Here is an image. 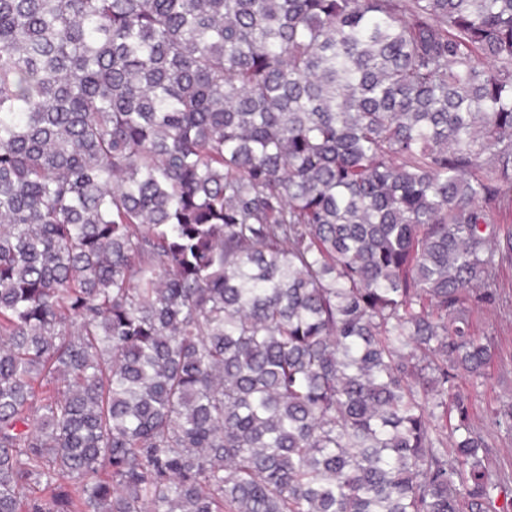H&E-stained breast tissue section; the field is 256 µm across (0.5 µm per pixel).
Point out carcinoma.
<instances>
[{"mask_svg": "<svg viewBox=\"0 0 512 512\" xmlns=\"http://www.w3.org/2000/svg\"><path fill=\"white\" fill-rule=\"evenodd\" d=\"M511 207L512 0H0V512H512ZM497 288L501 289L499 304L475 314V333L493 339L497 355L486 379L476 383L461 372L454 391L472 399V424L492 449V468L500 467L512 476V421L503 416L504 410L512 408V261H504L499 268Z\"/></svg>", "mask_w": 512, "mask_h": 512, "instance_id": "obj_1", "label": "carcinoma"}]
</instances>
